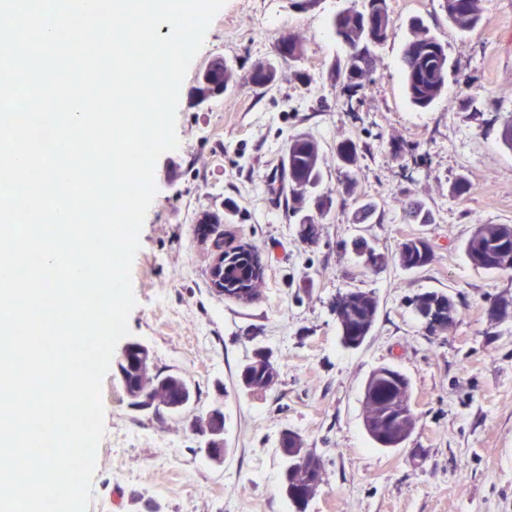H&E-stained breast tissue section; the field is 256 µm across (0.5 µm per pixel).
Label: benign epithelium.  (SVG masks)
Here are the masks:
<instances>
[{"label":"benign epithelium","mask_w":512,"mask_h":512,"mask_svg":"<svg viewBox=\"0 0 512 512\" xmlns=\"http://www.w3.org/2000/svg\"><path fill=\"white\" fill-rule=\"evenodd\" d=\"M138 360L146 370L153 371V353L144 344L130 341L121 349L115 359V369L119 379H124L123 367L132 360ZM390 367L377 368L369 376L364 392V426L373 434L379 446L383 448H399L411 435L413 430V413L411 393L403 388L393 398L383 403L376 397L374 383L378 377L387 374ZM205 421L213 427L201 428L199 417L191 421V430L198 436V448L212 463L224 464V404L216 402L205 414ZM284 472L294 478L298 485L297 492L288 496V500L297 507L301 503L310 502L317 494L321 481L307 478L306 462L310 449L306 448L304 439L291 432L286 439V447L280 449Z\"/></svg>","instance_id":"benign-epithelium-1"}]
</instances>
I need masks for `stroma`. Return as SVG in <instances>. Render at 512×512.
Wrapping results in <instances>:
<instances>
[{"label": "stroma", "mask_w": 512, "mask_h": 512, "mask_svg": "<svg viewBox=\"0 0 512 512\" xmlns=\"http://www.w3.org/2000/svg\"><path fill=\"white\" fill-rule=\"evenodd\" d=\"M362 0H227L180 92L177 150L155 168L156 196L140 233L132 270L137 305L130 338L146 344L160 370L182 375L194 391L183 418L132 409L115 372L102 386L106 435L97 452L88 512H294L280 490L275 448L284 430L299 433L324 463L307 512H512V316L490 305L512 299V271L489 273L467 259L475 225L512 224V151L500 141L512 113V0H481L482 20L463 34L440 0H388L393 34L377 52L371 83L346 108L331 77L347 48L330 21ZM422 19L448 47V86L429 108L408 101L402 49L409 22ZM303 44L301 62L281 60L283 36ZM238 84L197 108L194 75L215 56ZM278 68L275 85L246 76L259 62ZM313 75L312 84L301 74ZM477 111L458 109L461 84ZM307 132L320 146L324 185L336 189V146L368 147L356 168L357 193L375 201L371 223H350L334 206L317 243H303L285 207L265 193L288 139ZM468 177L467 199L449 193ZM432 213L429 224L403 219L408 196ZM224 215L228 244L250 242L266 274L258 299L216 295L206 271L212 241L197 231L205 211ZM433 246V261L404 270L368 269L353 243L392 254L406 238ZM374 292L376 324L356 349L338 336L333 303L346 290ZM425 291L454 299L456 320L428 334L410 300ZM271 349L279 379L250 394L240 372L254 348ZM390 366L410 380L415 428L399 448H381L363 425L370 374ZM224 399L223 466L198 450L192 417Z\"/></svg>", "instance_id": "35a3bbf8"}]
</instances>
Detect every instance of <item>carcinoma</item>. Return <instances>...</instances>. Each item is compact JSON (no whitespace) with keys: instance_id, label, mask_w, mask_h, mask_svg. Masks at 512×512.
<instances>
[{"instance_id":"obj_1","label":"carcinoma","mask_w":512,"mask_h":512,"mask_svg":"<svg viewBox=\"0 0 512 512\" xmlns=\"http://www.w3.org/2000/svg\"><path fill=\"white\" fill-rule=\"evenodd\" d=\"M480 0H441V7L448 21L461 32H469L481 21ZM414 38L409 40L402 53V72L404 90L410 102L420 108H428L443 93L448 79V49L439 42L423 21L414 17L410 21ZM393 21L387 0H364L361 10L348 8L337 13L331 21L333 34L342 42L349 41L357 46V52L335 62L334 76L341 87V93L348 95L347 103L364 90L372 81L375 49L383 45L391 34ZM214 72V86L208 91L219 98L237 83L234 68L216 56L209 61ZM277 69L269 63L257 73H250L249 83L258 88L273 85ZM367 145L352 138L336 145V160L341 170L345 186V197L351 198L354 205L352 223L369 224L377 212L378 206L372 201H362L356 196L354 168L360 152ZM323 182L320 165V147L318 141L308 133H299L288 140L280 171L276 172L268 183V191L276 202L284 204L292 217L298 220L299 235L302 240L313 242L319 238V224L328 216L334 206L332 193L318 195L316 214L303 213V201L317 191ZM406 218L411 224H430L432 214L426 204L411 198L406 209ZM222 223L216 212H204L198 220V231L202 234L217 233ZM216 247L224 255V264L230 272L225 276L224 290L233 294L244 287L262 259L257 248L249 250L242 245L224 246L223 234L218 233ZM470 262L487 272L512 270V225L478 224L464 246ZM433 258V249L423 238L417 237L402 243L394 255H381V263L390 260L405 270H413L428 265ZM415 301L427 305H439L437 313L448 317V299L445 293L427 291L416 296ZM379 303L371 292L348 290L339 294L334 302L333 311L343 310L344 318L337 319L340 339L343 345L352 347L354 342L364 343L365 336L372 331L378 314ZM279 366L268 360H259L249 364L248 373L256 385H261L265 375L276 371ZM189 389V384L180 375H167L155 378L152 386V398L161 403Z\"/></svg>"}]
</instances>
